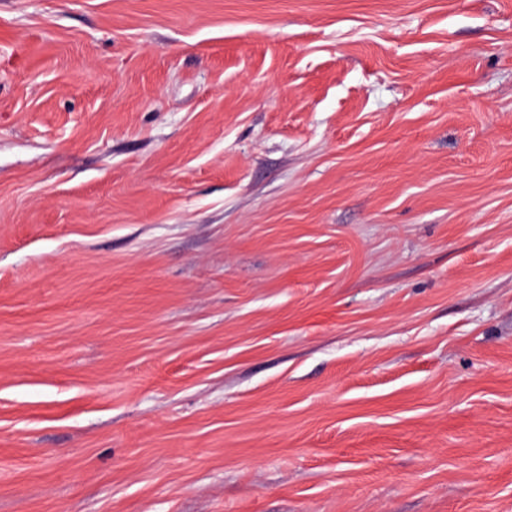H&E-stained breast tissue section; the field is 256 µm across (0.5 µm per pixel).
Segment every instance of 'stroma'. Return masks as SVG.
<instances>
[{
  "mask_svg": "<svg viewBox=\"0 0 512 512\" xmlns=\"http://www.w3.org/2000/svg\"><path fill=\"white\" fill-rule=\"evenodd\" d=\"M0 512H512V0H0Z\"/></svg>",
  "mask_w": 512,
  "mask_h": 512,
  "instance_id": "obj_1",
  "label": "stroma"
}]
</instances>
